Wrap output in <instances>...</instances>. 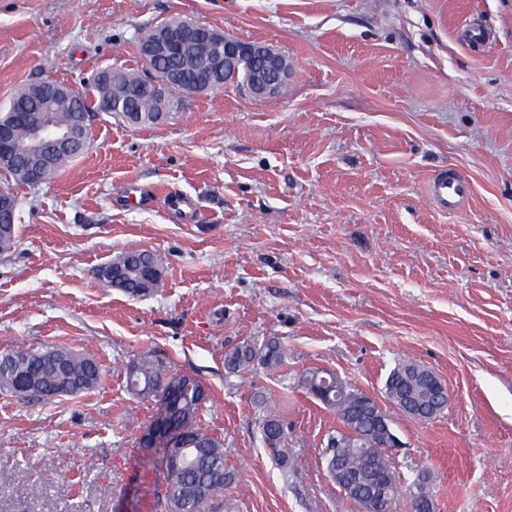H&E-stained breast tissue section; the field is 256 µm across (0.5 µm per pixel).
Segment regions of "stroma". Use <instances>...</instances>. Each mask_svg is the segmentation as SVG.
Returning a JSON list of instances; mask_svg holds the SVG:
<instances>
[{"label": "stroma", "mask_w": 512, "mask_h": 512, "mask_svg": "<svg viewBox=\"0 0 512 512\" xmlns=\"http://www.w3.org/2000/svg\"><path fill=\"white\" fill-rule=\"evenodd\" d=\"M172 18L267 43L293 77L271 99L190 97L155 125L94 113L81 157L12 184L0 354L65 347L102 379L45 403L0 391V512H164V450L141 443L160 402L126 387L144 355L203 381L197 424L224 443L234 512H359L326 472L336 413L299 385L316 369L382 404L436 512H512V0H0V109L29 83L141 69L142 36ZM471 23L488 43L464 39ZM445 166L473 184L448 214L427 195ZM134 183L153 204L129 206ZM171 193L192 216L164 209ZM129 250L163 267L137 298L94 275ZM268 337L280 369L225 370ZM408 362L448 391L432 419L386 397ZM257 391L282 410L295 474L262 441Z\"/></svg>", "instance_id": "stroma-1"}]
</instances>
